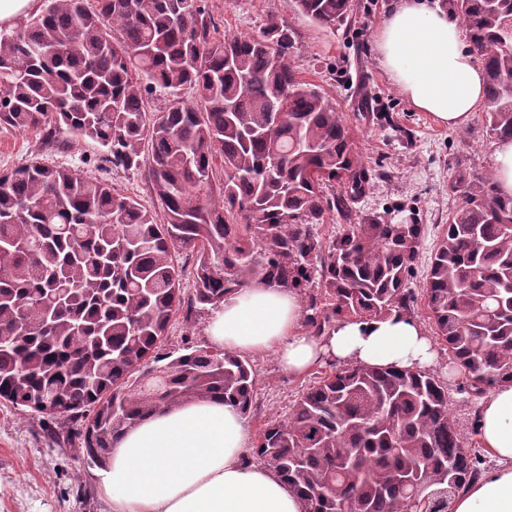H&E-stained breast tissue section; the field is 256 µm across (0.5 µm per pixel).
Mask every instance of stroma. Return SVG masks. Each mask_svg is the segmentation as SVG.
<instances>
[{"label":"stroma","instance_id":"stroma-1","mask_svg":"<svg viewBox=\"0 0 512 512\" xmlns=\"http://www.w3.org/2000/svg\"><path fill=\"white\" fill-rule=\"evenodd\" d=\"M395 3L353 0L347 22L330 29L302 15L294 0H208L219 31L255 34L272 16L294 31L291 61L298 75L335 97L360 156L376 176L350 217L330 213L319 232L328 241L345 223L364 224L378 217L420 224L419 257L408 287L412 315L430 330L434 324L425 276L448 216L458 204L454 175L461 169L474 174L492 169L496 141L486 132L483 110H476L465 127L452 129L417 111L390 80L376 57L374 40ZM38 152L48 163L79 167L90 176L108 179L118 192L147 209L157 207L146 174L112 171L96 142L73 139L45 149L36 129L0 128V172L26 164ZM209 318L204 311L188 322L176 319L165 352L176 356L186 348L208 345ZM436 352L431 370L448 383L449 412L465 435V449L480 458L482 467H489L492 459L477 431L480 399L468 392L462 375H449L447 347L437 345ZM248 361L256 376L257 407L246 423L255 435L270 417L287 416L316 376L288 375L269 352L251 354ZM96 473V466L82 454L75 427L0 404V512H107Z\"/></svg>","mask_w":512,"mask_h":512}]
</instances>
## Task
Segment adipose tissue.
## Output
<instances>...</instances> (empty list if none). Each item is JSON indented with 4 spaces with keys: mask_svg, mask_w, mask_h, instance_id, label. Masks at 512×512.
<instances>
[{
    "mask_svg": "<svg viewBox=\"0 0 512 512\" xmlns=\"http://www.w3.org/2000/svg\"><path fill=\"white\" fill-rule=\"evenodd\" d=\"M377 58L403 95L451 128L463 127L485 100V72L449 12L427 0H398L375 37ZM295 292L257 281L225 298L207 332L236 353L273 352L289 374L319 362L424 368L433 344L408 313L336 322L323 336L302 328ZM478 430L495 464L452 502V512H512V383L482 399ZM244 416L218 398L164 409L125 429L113 442L98 489L110 512H303L288 484L248 455Z\"/></svg>",
    "mask_w": 512,
    "mask_h": 512,
    "instance_id": "1",
    "label": "adipose tissue"
}]
</instances>
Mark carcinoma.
Listing matches in <instances>:
<instances>
[{"mask_svg":"<svg viewBox=\"0 0 512 512\" xmlns=\"http://www.w3.org/2000/svg\"><path fill=\"white\" fill-rule=\"evenodd\" d=\"M295 2L328 28L351 11ZM445 2L486 72V132L512 138V0ZM214 31L207 0H44L0 29V125L39 129L44 145L99 143L111 169L147 170L162 211L38 154L0 173V402L81 423L99 467L123 430L164 408L218 396L250 413L256 379L241 355L195 346L161 363L177 316L256 281L295 291L315 336L410 309L422 225L348 224L328 243L318 232L330 212L350 216L371 173L335 98L291 66L292 29L272 17L257 36ZM454 186L462 202L432 256L427 306L449 364L481 395L512 382V197L490 171H461ZM181 249L195 255L189 295ZM252 456L304 512H421L414 482L432 494L427 512H448L479 476L448 384L417 368L330 371Z\"/></svg>","mask_w":512,"mask_h":512,"instance_id":"carcinoma-1","label":"carcinoma"}]
</instances>
